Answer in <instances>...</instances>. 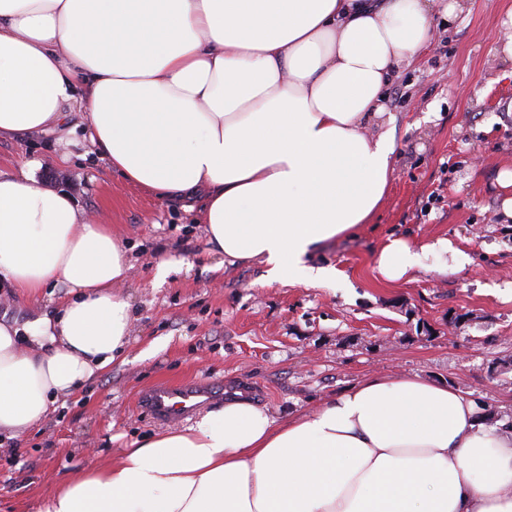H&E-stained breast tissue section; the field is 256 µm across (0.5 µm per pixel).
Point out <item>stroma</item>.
Listing matches in <instances>:
<instances>
[{
    "label": "stroma",
    "mask_w": 512,
    "mask_h": 512,
    "mask_svg": "<svg viewBox=\"0 0 512 512\" xmlns=\"http://www.w3.org/2000/svg\"><path fill=\"white\" fill-rule=\"evenodd\" d=\"M433 23L435 44L388 92L395 178L373 223L314 257L336 270L325 284L269 283L260 263L225 261L200 222L202 198L160 199L125 183L84 137L78 107L64 130L0 141L1 172L31 164L39 183L123 235L138 269L122 287L137 313L127 363L17 450H0V512H35L62 482L160 432L135 408L157 381L221 380L292 419L367 376L416 373L470 393L486 425L512 423V219L502 210L512 188L498 182L512 169V58L501 52L512 0H471ZM393 238L416 248L446 238L472 262L441 272L425 254L412 280L390 282L377 257ZM161 260L176 271L157 285ZM70 297L60 283L34 300L0 299V321L32 323Z\"/></svg>",
    "instance_id": "obj_1"
}]
</instances>
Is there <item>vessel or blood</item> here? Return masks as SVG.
<instances>
[{"instance_id":"obj_1","label":"vessel or blood","mask_w":512,"mask_h":512,"mask_svg":"<svg viewBox=\"0 0 512 512\" xmlns=\"http://www.w3.org/2000/svg\"><path fill=\"white\" fill-rule=\"evenodd\" d=\"M223 383L208 380H184L176 384L157 382L141 390L138 410L159 424L179 423L200 410L223 400Z\"/></svg>"}]
</instances>
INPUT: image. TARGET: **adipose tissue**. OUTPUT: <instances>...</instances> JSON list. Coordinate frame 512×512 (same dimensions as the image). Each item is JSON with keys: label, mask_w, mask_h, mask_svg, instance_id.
<instances>
[{"label": "adipose tissue", "mask_w": 512, "mask_h": 512, "mask_svg": "<svg viewBox=\"0 0 512 512\" xmlns=\"http://www.w3.org/2000/svg\"><path fill=\"white\" fill-rule=\"evenodd\" d=\"M459 0H0V140L60 126L78 105L101 159L157 197L204 195L213 250L268 281L317 285L310 264L370 223L395 176L386 92ZM439 238H393L389 281ZM124 238L29 169L0 172V284L74 292L31 346L0 323V447L39 428L102 370L127 363L134 274ZM37 512H512V427L463 391L371 375L281 421L225 399L185 429L59 485Z\"/></svg>", "instance_id": "obj_1"}]
</instances>
